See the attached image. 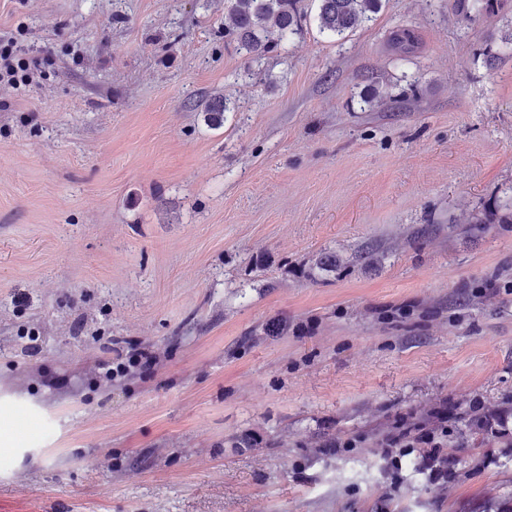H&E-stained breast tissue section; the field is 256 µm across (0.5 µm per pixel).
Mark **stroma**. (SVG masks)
Instances as JSON below:
<instances>
[{
  "mask_svg": "<svg viewBox=\"0 0 512 512\" xmlns=\"http://www.w3.org/2000/svg\"><path fill=\"white\" fill-rule=\"evenodd\" d=\"M304 7L257 62L224 0H0V512H512V431L469 420L512 409V224L474 223L512 197V0L341 40ZM441 406L447 482L392 483L380 440ZM2 81L15 88L26 86L32 81L28 66L18 57L15 41L8 34H0V82ZM231 103L230 98L226 96L214 97L205 101L202 105L208 123L215 127L224 125V113L230 111Z\"/></svg>",
  "mask_w": 512,
  "mask_h": 512,
  "instance_id": "1",
  "label": "stroma"
}]
</instances>
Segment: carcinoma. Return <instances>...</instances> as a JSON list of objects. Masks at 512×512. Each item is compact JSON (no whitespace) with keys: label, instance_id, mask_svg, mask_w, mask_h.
I'll use <instances>...</instances> for the list:
<instances>
[{"label":"carcinoma","instance_id":"carcinoma-1","mask_svg":"<svg viewBox=\"0 0 512 512\" xmlns=\"http://www.w3.org/2000/svg\"><path fill=\"white\" fill-rule=\"evenodd\" d=\"M230 24L224 25V39L236 43L238 52L258 61L278 50L303 29L307 13L303 0H227ZM320 31L342 36L357 25L369 22L382 0H318ZM498 0H462L464 19L471 23L494 12ZM231 100L214 97L203 103L210 125H224V113Z\"/></svg>","mask_w":512,"mask_h":512}]
</instances>
